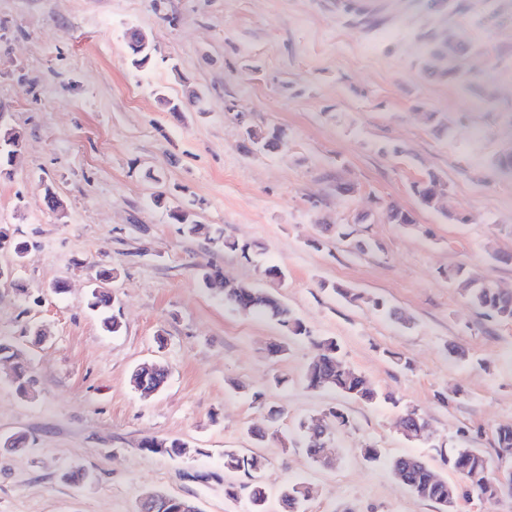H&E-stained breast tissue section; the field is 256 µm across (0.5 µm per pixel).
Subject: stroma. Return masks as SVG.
<instances>
[{
    "label": "stroma",
    "mask_w": 512,
    "mask_h": 512,
    "mask_svg": "<svg viewBox=\"0 0 512 512\" xmlns=\"http://www.w3.org/2000/svg\"><path fill=\"white\" fill-rule=\"evenodd\" d=\"M134 29L156 47L141 67L128 46ZM437 29L470 43L463 78L428 76L424 35ZM472 75L486 95L469 90ZM190 89L203 92L201 105L168 111ZM6 126L24 149L0 177V225L28 250L18 259L0 249V266L28 292L0 284V339L22 350L37 392L20 397L0 365V436H29L26 450L0 457V512H137L155 490L199 512H250L245 478L224 469L228 449L264 457L267 512H282L279 492L292 481L310 489L300 512H438L385 465L410 454L456 478L440 449L402 436L405 404L439 441L496 458L494 431L512 424V323L482 316L448 272L461 266L512 289V171L495 164L512 153V0H0ZM249 126L286 135L275 151L249 149ZM431 172L447 184V212L411 192ZM343 182L354 192L337 193ZM49 189L62 211L47 208ZM157 194L227 238L261 243L259 260L182 233ZM392 202L412 224L388 223ZM207 262L279 296L310 338L287 340L275 321L225 306L197 279ZM268 265L282 278H266ZM103 268L116 272L117 335L87 305ZM59 281L61 295L51 289ZM378 296L413 327L372 310ZM36 326L48 336L40 345ZM325 337L395 403L307 389ZM273 343L286 347L275 359ZM452 343L465 360L449 356ZM151 360L169 378L145 398L130 375ZM272 406L284 411L274 426ZM331 406L350 425L325 468L294 436L299 420ZM162 437L187 442L190 455L142 451ZM367 440L382 461L364 459ZM73 466L93 480L62 482Z\"/></svg>",
    "instance_id": "35a3bbf8"
}]
</instances>
